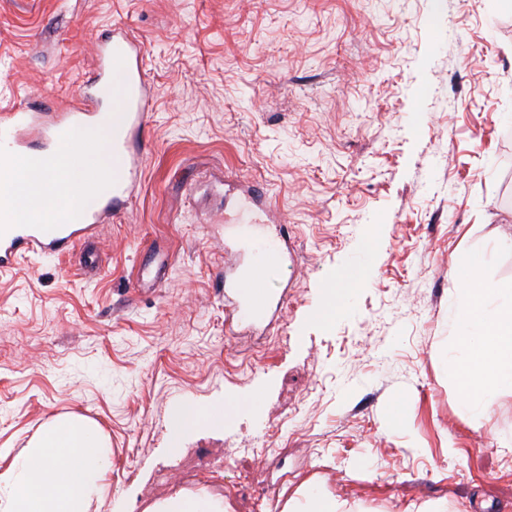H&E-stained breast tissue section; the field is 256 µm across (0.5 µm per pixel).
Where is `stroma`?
I'll list each match as a JSON object with an SVG mask.
<instances>
[{"label": "stroma", "mask_w": 512, "mask_h": 512, "mask_svg": "<svg viewBox=\"0 0 512 512\" xmlns=\"http://www.w3.org/2000/svg\"><path fill=\"white\" fill-rule=\"evenodd\" d=\"M118 22L151 87L140 182L70 255L0 272V459L79 417L112 460L88 512L182 488L281 512L309 481L362 512H512V400L474 425L442 373L455 259L512 283V7L0 0V110L78 97ZM261 224L292 257L249 329L224 297ZM178 402L223 427L170 447ZM201 451L223 468L184 479Z\"/></svg>", "instance_id": "obj_1"}]
</instances>
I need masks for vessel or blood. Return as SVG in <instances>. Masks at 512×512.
<instances>
[{"mask_svg":"<svg viewBox=\"0 0 512 512\" xmlns=\"http://www.w3.org/2000/svg\"><path fill=\"white\" fill-rule=\"evenodd\" d=\"M141 57L140 44L123 28H116L112 38L103 44L99 66L87 81L81 98L65 103L63 110L55 113L20 108L0 114V138L5 141L0 153L8 155L23 150L21 133L41 129L47 132V152L58 153L83 126L101 120L98 90L105 85L111 86L112 109L117 112L123 127L113 145L119 162L125 163L127 168L126 175L113 182L111 196L88 198L63 222L18 223L12 217L0 214V271L13 268L27 253L69 254L82 239L93 236L110 211L123 207L129 199L136 181V160L127 147V139L144 124L143 106L148 95L139 66ZM282 255V246L270 238H261L255 244L254 260L247 271L251 293L233 304V316L252 321L260 309L273 306L274 297L267 279L279 266Z\"/></svg>","mask_w":512,"mask_h":512,"instance_id":"obj_1","label":"vessel or blood"}]
</instances>
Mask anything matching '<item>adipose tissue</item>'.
<instances>
[{
	"mask_svg": "<svg viewBox=\"0 0 512 512\" xmlns=\"http://www.w3.org/2000/svg\"><path fill=\"white\" fill-rule=\"evenodd\" d=\"M86 150L96 170L92 191L110 179L117 161L112 154V122L84 127L75 142L42 164L25 157L0 166V203L16 220L54 222L79 205L60 186L69 174L73 151ZM484 260L468 254L454 266L461 279L456 300L459 331L448 344L443 371L474 423L490 414L495 401L512 398V284L482 274ZM110 470L106 445L98 428L81 419L52 422L27 450L0 470V512H86Z\"/></svg>",
	"mask_w": 512,
	"mask_h": 512,
	"instance_id": "obj_1",
	"label": "adipose tissue"
}]
</instances>
